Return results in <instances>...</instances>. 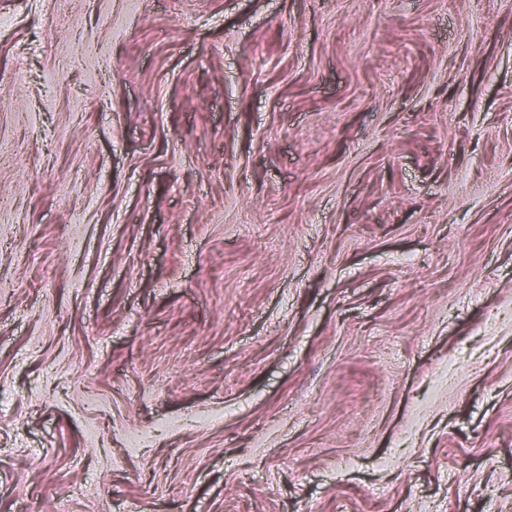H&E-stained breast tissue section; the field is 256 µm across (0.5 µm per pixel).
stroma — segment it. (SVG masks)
Instances as JSON below:
<instances>
[{"instance_id":"1","label":"stroma","mask_w":512,"mask_h":512,"mask_svg":"<svg viewBox=\"0 0 512 512\" xmlns=\"http://www.w3.org/2000/svg\"><path fill=\"white\" fill-rule=\"evenodd\" d=\"M0 512H512V0H0Z\"/></svg>"}]
</instances>
